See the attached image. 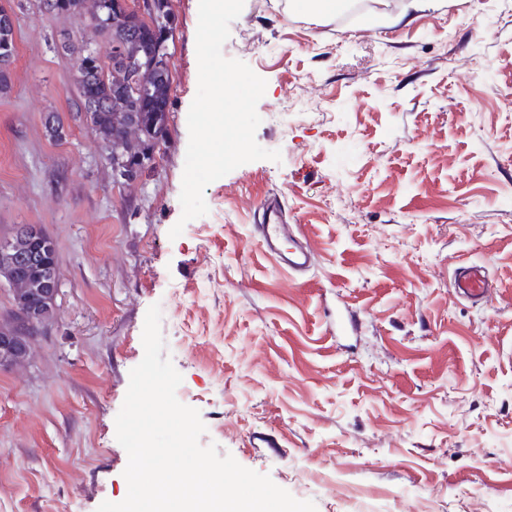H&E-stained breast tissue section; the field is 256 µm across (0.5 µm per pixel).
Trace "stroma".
I'll list each match as a JSON object with an SVG mask.
<instances>
[{"label":"stroma","instance_id":"35a3bbf8","mask_svg":"<svg viewBox=\"0 0 512 512\" xmlns=\"http://www.w3.org/2000/svg\"><path fill=\"white\" fill-rule=\"evenodd\" d=\"M406 0L340 23L245 0L222 52L266 80L257 143L281 153L213 181L180 222L198 87V0H169L168 137L112 181L77 113L85 17L0 0L15 59L0 90V238L57 245L53 321L0 370V512H96L128 491L115 418L151 305L202 445L317 512H512V0ZM64 127L46 134L48 119ZM315 263L297 273L253 228L271 196ZM496 287L475 305L462 264ZM359 315L336 334V309ZM450 288L460 297L481 302L490 294L489 277L479 266L460 265L453 272Z\"/></svg>","mask_w":512,"mask_h":512}]
</instances>
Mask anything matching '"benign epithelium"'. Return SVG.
Wrapping results in <instances>:
<instances>
[{
    "instance_id": "obj_1",
    "label": "benign epithelium",
    "mask_w": 512,
    "mask_h": 512,
    "mask_svg": "<svg viewBox=\"0 0 512 512\" xmlns=\"http://www.w3.org/2000/svg\"><path fill=\"white\" fill-rule=\"evenodd\" d=\"M173 29V20H167L156 55L158 66L169 71L173 65L167 41ZM104 147L114 183L139 180L159 149L156 144L136 157L114 161L112 144L106 143ZM3 281L12 287L13 321L0 325L1 370L29 355L33 330L47 324L56 311L60 292L56 243L41 225L20 224L10 237L0 238V283Z\"/></svg>"
}]
</instances>
